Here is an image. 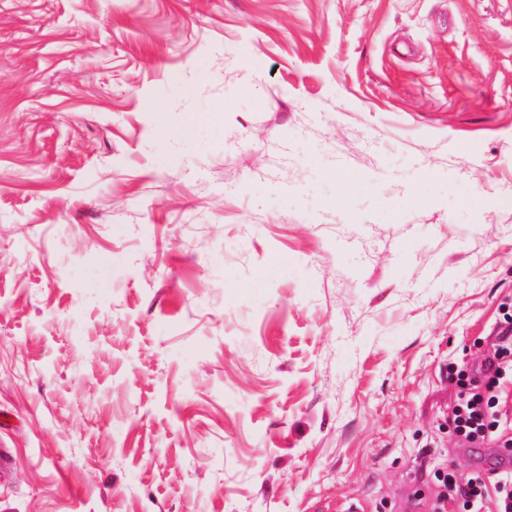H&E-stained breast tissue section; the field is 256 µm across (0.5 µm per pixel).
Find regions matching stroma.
Returning <instances> with one entry per match:
<instances>
[{
	"label": "stroma",
	"mask_w": 512,
	"mask_h": 512,
	"mask_svg": "<svg viewBox=\"0 0 512 512\" xmlns=\"http://www.w3.org/2000/svg\"><path fill=\"white\" fill-rule=\"evenodd\" d=\"M511 198L512 0H0V512H420Z\"/></svg>",
	"instance_id": "1"
}]
</instances>
